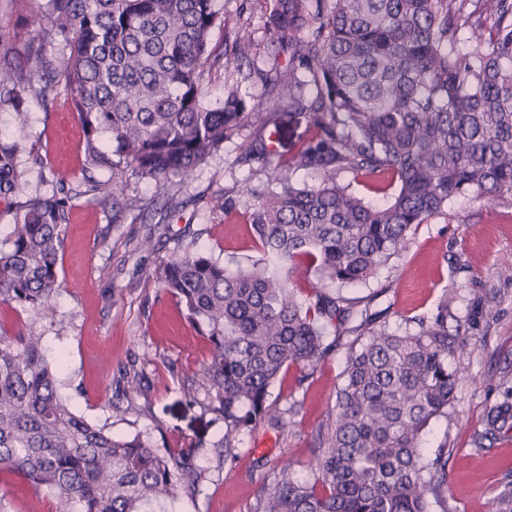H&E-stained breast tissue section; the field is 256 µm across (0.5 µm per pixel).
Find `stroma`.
<instances>
[{
  "instance_id": "obj_1",
  "label": "stroma",
  "mask_w": 512,
  "mask_h": 512,
  "mask_svg": "<svg viewBox=\"0 0 512 512\" xmlns=\"http://www.w3.org/2000/svg\"><path fill=\"white\" fill-rule=\"evenodd\" d=\"M219 3L224 26L213 32L214 46L243 34L261 39L272 0ZM27 109L24 133L41 161L25 176L24 195L51 193L61 180L74 191L58 259L55 323L44 328L46 351L64 361L63 392L74 409L113 435H140L165 453L199 443L198 489L170 512H251L264 477L282 462L295 475H310L343 380L347 337L328 334L332 349L315 367L283 369L268 401L284 428L260 422L228 461L224 423L207 411L199 385L209 346L176 298L146 276L190 244L221 261L260 259L248 210L224 211L225 188L249 176L236 162L240 142L214 153L172 203L154 180L124 171L126 195L154 198L156 206L116 224L111 204L84 193L82 132L64 83L47 99H29ZM148 236L153 246L146 250ZM344 294L370 302L394 331L429 319L443 295L454 297L455 315L469 326L457 400L422 446L431 453L448 445L452 512H493L496 495L512 482V432L482 436L489 412L512 397V198L491 208L473 195L458 197L447 212L413 225L407 249L376 278ZM0 495L15 512H26L33 499L40 512H60L51 493L34 491L8 470L0 471Z\"/></svg>"
}]
</instances>
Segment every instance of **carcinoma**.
<instances>
[{"instance_id": "carcinoma-1", "label": "carcinoma", "mask_w": 512, "mask_h": 512, "mask_svg": "<svg viewBox=\"0 0 512 512\" xmlns=\"http://www.w3.org/2000/svg\"><path fill=\"white\" fill-rule=\"evenodd\" d=\"M494 32L485 37L487 18ZM24 63L0 52V108L20 124L28 100L64 79L83 134L85 166L112 200V221L152 201L126 197L130 168L169 191L192 179L224 143L245 138L239 162L275 184L224 191V212L250 210L263 257L215 260L187 248L152 278L209 343L201 386L224 420V457L263 419L284 425L268 404L283 368L312 367L330 350L333 321L358 320L344 382L327 423L328 443L298 480L290 465L268 475L253 512H449L448 448L432 455L421 436L448 419L463 357L464 323L448 329L453 300L402 332L378 322L341 288L364 283L408 247L412 225L471 193L494 206L512 196V0H273L263 25L268 62L254 40L211 47L224 25L218 0H44L27 19ZM222 69L224 100L205 99L204 80ZM270 99L259 129L246 133L243 83ZM307 119L309 137L284 159L270 126L282 113ZM34 148L0 132V202L11 230L0 247V304L34 315L0 333V469L57 498L61 512H150L196 490L198 446L175 457L140 436L115 437L60 393L61 360L42 345L53 322L71 196L18 200ZM313 170L315 185L295 175ZM368 177L396 186L372 206L338 182ZM313 282L291 287L294 262ZM512 430V404L487 418L484 437Z\"/></svg>"}]
</instances>
